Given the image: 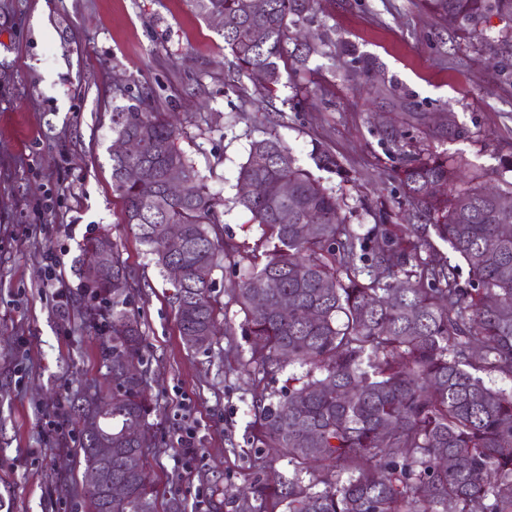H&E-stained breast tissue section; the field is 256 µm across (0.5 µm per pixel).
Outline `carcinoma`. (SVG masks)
I'll return each mask as SVG.
<instances>
[{"label": "carcinoma", "instance_id": "carcinoma-1", "mask_svg": "<svg viewBox=\"0 0 512 512\" xmlns=\"http://www.w3.org/2000/svg\"><path fill=\"white\" fill-rule=\"evenodd\" d=\"M204 17L219 16L224 48L239 72L271 75L280 84V61L290 29L317 0H191ZM426 8L471 40L484 39L491 19L504 23L501 42L512 47V0H422ZM404 123L439 140L462 130L451 114L431 128L428 113L407 112ZM112 135L138 141L134 156H112V190L123 203V222L149 248L163 271H184L172 285L183 344L206 348L216 336L211 281L225 260L237 267L236 245L224 239L221 201L202 183L178 146V133L147 99L112 109ZM139 166L144 179L124 171ZM460 165L441 154L408 156L397 178L406 201L428 223L407 229L381 224L355 232L331 191L297 165L285 142L270 136L251 144L238 182L253 191L235 203L262 231L247 258L235 302L252 336L242 370L256 389L249 423L254 448H277L291 472L257 478L248 512H512V390L494 389L485 377L512 381V187H456ZM178 171L187 194L171 197L166 176ZM291 184L283 195L282 181ZM436 185H452L438 195ZM179 224L184 246L171 252L165 227ZM448 244L467 267L422 258L429 232ZM107 248L112 264L87 275L94 255ZM81 275L102 306L93 315L112 336L103 343L112 395L95 394L73 409L82 418L80 452L86 469L101 466L102 441L112 442V483L129 489L102 511L100 492L82 489L88 512H154L153 490L141 484L149 447L144 338L129 309L133 277L108 234L89 241ZM264 303L255 304L256 295ZM288 298V318L277 305ZM288 377L275 400L266 384L286 364ZM144 427L139 442L127 428ZM321 478H307L310 465Z\"/></svg>", "mask_w": 512, "mask_h": 512}]
</instances>
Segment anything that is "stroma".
Instances as JSON below:
<instances>
[{
	"label": "stroma",
	"mask_w": 512,
	"mask_h": 512,
	"mask_svg": "<svg viewBox=\"0 0 512 512\" xmlns=\"http://www.w3.org/2000/svg\"><path fill=\"white\" fill-rule=\"evenodd\" d=\"M499 27L477 42L421 0H320L297 35L308 52L289 50L269 93L238 72L217 25L189 0H0V512H87L71 403L112 390L105 329L85 316L80 275L84 244L105 231L136 282L156 512H236L258 457L289 469L246 438L255 390L239 364L250 338L229 265L214 269L210 295L231 335L205 351L182 344L173 290L112 192L113 107L149 94L172 116L242 261L261 230L232 203L238 169L251 142L272 134L361 234L415 223L396 179L409 155L445 153L466 176L512 182V49ZM119 83L127 97L115 95ZM404 112L453 114L463 134L432 138L402 124ZM319 149L335 167L316 165ZM48 248L69 285L62 299L44 285Z\"/></svg>",
	"instance_id": "1"
}]
</instances>
